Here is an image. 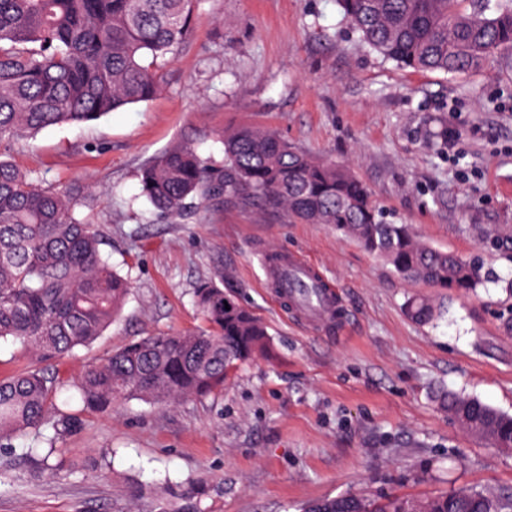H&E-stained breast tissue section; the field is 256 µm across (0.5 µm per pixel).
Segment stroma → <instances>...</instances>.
<instances>
[{
  "label": "stroma",
  "instance_id": "stroma-1",
  "mask_svg": "<svg viewBox=\"0 0 512 512\" xmlns=\"http://www.w3.org/2000/svg\"><path fill=\"white\" fill-rule=\"evenodd\" d=\"M149 101L92 123L61 124L11 149L50 188L77 192V217L109 237L133 283L121 316L52 363L61 379L132 340L193 333L197 283L214 261L224 289L267 326L277 356L243 365L223 393L156 407L139 399L90 416L67 461L111 453V475L46 471L0 455V512H177L168 483L204 481V512H302L356 493L415 498L455 488L512 489V454L471 437L433 400L444 388L512 414V50L453 79L412 71L363 47L336 0H198L191 32L160 67ZM457 134L447 153L441 125ZM271 129L348 166L385 209L434 248L480 258L488 278L456 297L396 276L325 224L219 201L165 218L139 170L178 143L222 164L220 131ZM300 254L332 280L343 330L303 322L271 288L267 252ZM434 300L419 324L407 297Z\"/></svg>",
  "mask_w": 512,
  "mask_h": 512
}]
</instances>
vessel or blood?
Listing matches in <instances>:
<instances>
[{
	"label": "vessel or blood",
	"mask_w": 512,
	"mask_h": 512,
	"mask_svg": "<svg viewBox=\"0 0 512 512\" xmlns=\"http://www.w3.org/2000/svg\"><path fill=\"white\" fill-rule=\"evenodd\" d=\"M269 271L275 280L282 283L283 287L288 288L293 284L302 283L313 288V295L300 303L309 320L329 325L339 321L338 300L334 285L310 261L299 256L286 255L277 263L270 265Z\"/></svg>",
	"instance_id": "1"
}]
</instances>
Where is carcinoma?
<instances>
[{"mask_svg": "<svg viewBox=\"0 0 512 512\" xmlns=\"http://www.w3.org/2000/svg\"><path fill=\"white\" fill-rule=\"evenodd\" d=\"M197 0H0V339L11 338L37 366L0 378V450L28 435L20 456L34 475L66 440L86 427L85 414L110 413L129 398L156 405L224 390L245 363L273 348L266 326L224 293V269L194 291L207 327L195 335L144 336L85 367L68 385L48 366L101 336L119 316L130 281L112 269L103 236L76 216L77 194L46 188L7 157L11 146L44 129L96 121L146 102L160 88L157 60L189 35ZM361 44L417 71L466 75L512 48V0H336ZM224 165L190 144H177L140 170L147 200L161 215H182L195 200L240 201L284 210L309 224H329L408 279L450 295L473 293L483 267L435 249L407 224L385 219L366 186L278 134L252 126L221 133ZM405 313L428 323L437 309L410 298ZM74 389L81 408H58ZM439 407L492 424L512 448V415L475 397L441 390ZM304 512H512L509 491L460 489L427 498L392 495L369 501L348 494Z\"/></svg>", "mask_w": 512, "mask_h": 512, "instance_id": "1", "label": "carcinoma"}]
</instances>
